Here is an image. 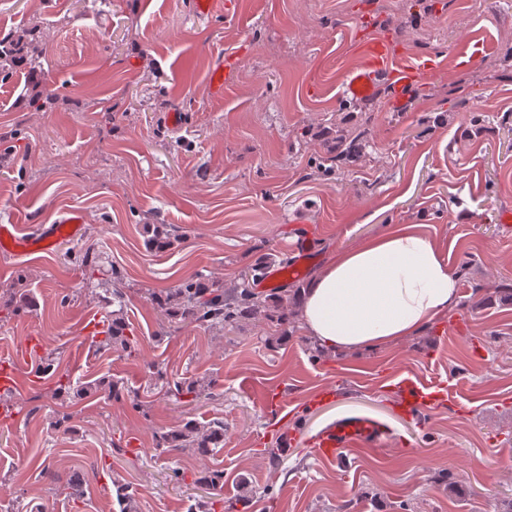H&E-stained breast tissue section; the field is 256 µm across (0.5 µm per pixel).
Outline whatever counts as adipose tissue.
<instances>
[{"label": "adipose tissue", "mask_w": 512, "mask_h": 512, "mask_svg": "<svg viewBox=\"0 0 512 512\" xmlns=\"http://www.w3.org/2000/svg\"><path fill=\"white\" fill-rule=\"evenodd\" d=\"M460 275L419 225L399 224L339 250L301 289L299 318L328 350L379 346L448 314Z\"/></svg>", "instance_id": "adipose-tissue-1"}]
</instances>
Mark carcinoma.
<instances>
[{
    "label": "carcinoma",
    "instance_id": "obj_1",
    "mask_svg": "<svg viewBox=\"0 0 512 512\" xmlns=\"http://www.w3.org/2000/svg\"><path fill=\"white\" fill-rule=\"evenodd\" d=\"M368 144V131L356 129L342 133L336 139V145L327 150V160L334 158L356 159L361 157ZM268 268L266 262L261 261L244 273L245 282L230 294L224 293L222 288H211L199 279H189L170 289L163 295L154 297L156 304L172 319L187 317L198 322L201 326L216 327L232 324L239 319H256L262 317L280 325L288 323V308L290 295L286 288L269 289L268 298H263L254 288L252 282L262 279ZM110 305L118 309L106 312L104 316V337L98 342L102 351L120 349L127 355L138 350V338L127 333L126 324L121 307L124 305V296L121 290L110 292ZM175 396L185 399L190 404L207 395L211 384L199 380H181L173 382ZM224 447V419L215 418L205 424L194 419H185L182 424L163 434L156 449L163 453L190 449L193 453L207 457L219 448ZM223 475L205 470L196 478V484L205 490L200 496H190L185 504V512H216V506L223 502L220 498ZM116 487V498L121 506L120 512H131V505L138 495L137 488L128 482L113 480Z\"/></svg>",
    "mask_w": 512,
    "mask_h": 512
}]
</instances>
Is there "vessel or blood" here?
<instances>
[{
	"label": "vessel or blood",
	"instance_id": "1",
	"mask_svg": "<svg viewBox=\"0 0 512 512\" xmlns=\"http://www.w3.org/2000/svg\"><path fill=\"white\" fill-rule=\"evenodd\" d=\"M395 54V45L390 38L367 42L363 64L347 75L343 96L364 102L384 83L398 94L437 70L435 62L431 60L416 66L397 64ZM83 224L84 215L75 208L60 212L53 223L42 225L35 232L22 230L17 224H0V254L23 257L53 252L63 240L78 237ZM310 252L309 236H300L291 261L287 266L270 271V278L284 282L298 276ZM388 393L393 411L407 420L420 418L450 401L446 383L439 381L429 384L409 375L391 384ZM387 434V425L373 417L346 416L320 430L313 440V447L318 457L331 460L338 457L343 449L368 446L385 438Z\"/></svg>",
	"mask_w": 512,
	"mask_h": 512
}]
</instances>
